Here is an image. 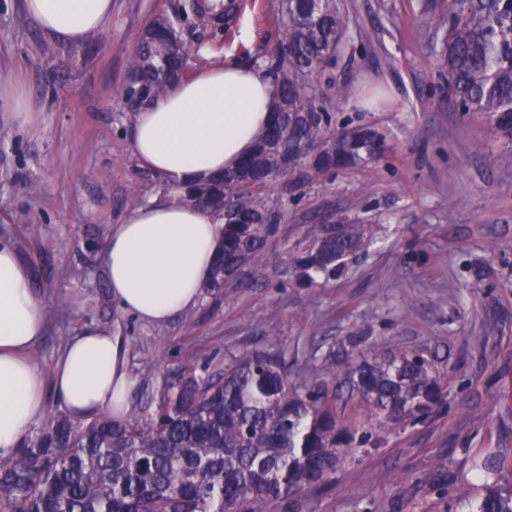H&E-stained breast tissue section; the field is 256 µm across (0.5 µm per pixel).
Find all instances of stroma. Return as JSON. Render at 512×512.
<instances>
[{"label": "stroma", "instance_id": "35a3bbf8", "mask_svg": "<svg viewBox=\"0 0 512 512\" xmlns=\"http://www.w3.org/2000/svg\"><path fill=\"white\" fill-rule=\"evenodd\" d=\"M188 3L112 0L104 41L91 46L44 33L22 0H0V85L21 83L40 115L23 125L0 110V236L13 239L49 311L36 364L51 372L83 326L109 328L128 346L138 410L188 360L222 369L245 349L302 348L329 380L334 356L374 342L425 350L448 373L445 402L346 463L313 507L445 512L448 485L472 453L494 448L512 463V146L448 104L423 21L440 0H343L349 40L333 70L311 78L316 107L359 113L382 130L385 159L313 185L270 186L281 232L250 287L201 295L158 326L117 310L102 265L110 225L163 191L133 153L134 115L118 96L139 37L166 18L195 72L266 66L279 33L275 0H238L226 30L197 26ZM343 215L373 225L374 243L328 285L290 286L283 252L307 225Z\"/></svg>", "mask_w": 512, "mask_h": 512}]
</instances>
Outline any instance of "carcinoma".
I'll use <instances>...</instances> for the list:
<instances>
[{
    "mask_svg": "<svg viewBox=\"0 0 512 512\" xmlns=\"http://www.w3.org/2000/svg\"><path fill=\"white\" fill-rule=\"evenodd\" d=\"M198 21L221 13L200 0ZM280 38L268 71L273 120L253 151L208 183L173 199L213 208L224 226L208 292L247 286L280 233L279 208L264 195L298 173L307 183L356 162H379L386 136L348 118L332 122L314 105L303 78L335 65L347 36L339 0H278ZM432 55L448 74V100L468 117L512 141V6L503 0H442L425 16ZM168 20L139 38L120 90L129 111L164 96L188 74L185 50ZM296 166L284 170L285 161ZM371 225L342 216L311 224L282 257L288 283L328 284L369 244ZM284 351L243 350L230 367L212 371L188 361L124 420L108 415L74 421L51 406L15 454L0 456V512H311L310 497L338 467L368 451L336 417V387H346L373 427L391 433L426 417L440 402L448 372L423 350L371 344L339 362V381L315 371L288 383ZM490 450L471 459L475 481L448 490L446 512H512V480Z\"/></svg>",
    "mask_w": 512,
    "mask_h": 512,
    "instance_id": "cac0c4a2",
    "label": "carcinoma"
}]
</instances>
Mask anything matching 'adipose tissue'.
<instances>
[{
  "label": "adipose tissue",
  "mask_w": 512,
  "mask_h": 512,
  "mask_svg": "<svg viewBox=\"0 0 512 512\" xmlns=\"http://www.w3.org/2000/svg\"><path fill=\"white\" fill-rule=\"evenodd\" d=\"M22 6L45 33L72 41L112 15V0H23ZM270 90L259 70L218 65L183 79L137 112L134 153L170 192L111 227L103 264L111 298L123 313L163 325L197 303L222 226L213 210L179 204L172 194L208 182L251 153L272 119ZM47 323V306L34 294L15 245L0 238V456L16 452L48 403L75 420L130 410L136 380L121 338L86 327L46 373L31 351Z\"/></svg>",
  "instance_id": "1"
}]
</instances>
